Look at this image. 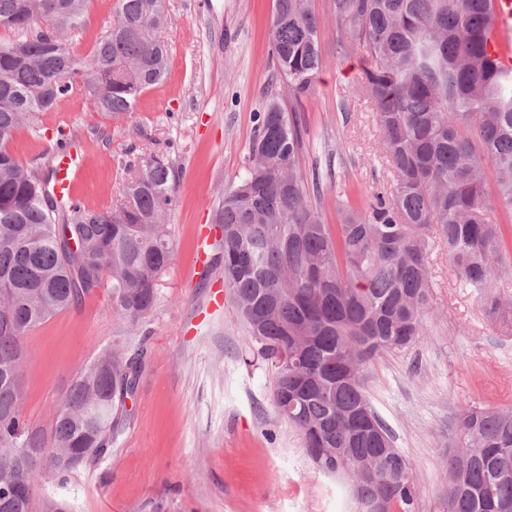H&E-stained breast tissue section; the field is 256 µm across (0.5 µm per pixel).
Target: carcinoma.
Masks as SVG:
<instances>
[{
    "label": "carcinoma",
    "mask_w": 512,
    "mask_h": 512,
    "mask_svg": "<svg viewBox=\"0 0 512 512\" xmlns=\"http://www.w3.org/2000/svg\"><path fill=\"white\" fill-rule=\"evenodd\" d=\"M336 54L357 55L354 85L373 102L390 186L373 199L336 200L338 224L320 222L301 175L296 106L322 68L314 0H274L270 60L288 98L268 94L255 113L245 172L221 192L213 221L224 225V288L245 342L274 375L277 412L302 436L315 467L345 475L361 512L384 498L412 512L417 489L408 459L375 451L362 412L366 364L424 335L432 308L430 256L474 289L487 320L512 329V71L488 50L493 0H331ZM90 0H0V473L24 491L0 494V512H32L40 477L64 482L76 467L21 464L17 448H51L83 465L112 444L116 403L136 388L141 362L103 353L71 383L51 434L21 411V373L10 364L24 339L50 317L100 289L135 326L152 309L173 251L167 212L175 202L171 162L128 163L135 171L119 204L61 209L37 166L6 149L40 115L76 93L119 120L161 86L169 49L160 36L165 0H117L108 33L90 55L68 46ZM44 25L35 26L36 20ZM493 171L489 187L486 169ZM512 507V407L471 408L448 437L447 512Z\"/></svg>",
    "instance_id": "carcinoma-1"
}]
</instances>
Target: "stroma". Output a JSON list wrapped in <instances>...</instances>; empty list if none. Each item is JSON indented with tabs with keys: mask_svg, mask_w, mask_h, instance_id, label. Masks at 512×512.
<instances>
[{
	"mask_svg": "<svg viewBox=\"0 0 512 512\" xmlns=\"http://www.w3.org/2000/svg\"><path fill=\"white\" fill-rule=\"evenodd\" d=\"M116 0H92L73 39L87 54L105 35ZM273 0H169L163 38L170 72L121 120L75 93L40 117L41 134L20 129L7 150L50 171L57 129L86 157L76 194L100 210L116 200L131 156L165 154L174 168L167 216L174 245L153 309L128 326L106 291L61 312L25 338L22 413L49 430L72 379L99 353L140 354L136 389L105 453L66 483L44 478L38 500L67 512H359L350 481L317 470L298 431L273 405L274 377L254 359L232 303L208 312L221 284V247L193 269L197 228L208 224L224 187L243 172L254 114L282 81L268 61ZM323 66L304 100L302 173L322 223L336 224V194L359 201L391 183L374 107L353 88L357 58L336 54L331 0H315ZM434 302L424 336L377 356L364 388L394 446L410 460L419 494L413 512H446L448 433L467 408L512 406V331L491 327L472 289L430 257Z\"/></svg>",
	"mask_w": 512,
	"mask_h": 512,
	"instance_id": "obj_1",
	"label": "stroma"
}]
</instances>
